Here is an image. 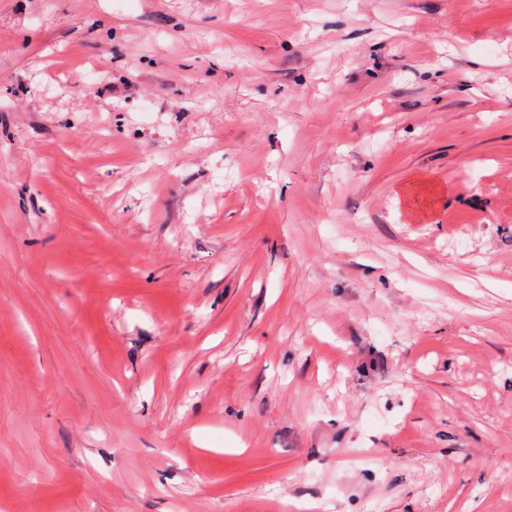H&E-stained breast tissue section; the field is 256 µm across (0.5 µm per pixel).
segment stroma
Returning <instances> with one entry per match:
<instances>
[{
    "mask_svg": "<svg viewBox=\"0 0 512 512\" xmlns=\"http://www.w3.org/2000/svg\"><path fill=\"white\" fill-rule=\"evenodd\" d=\"M298 504L512 512V0H0V512Z\"/></svg>",
    "mask_w": 512,
    "mask_h": 512,
    "instance_id": "1",
    "label": "stroma"
}]
</instances>
